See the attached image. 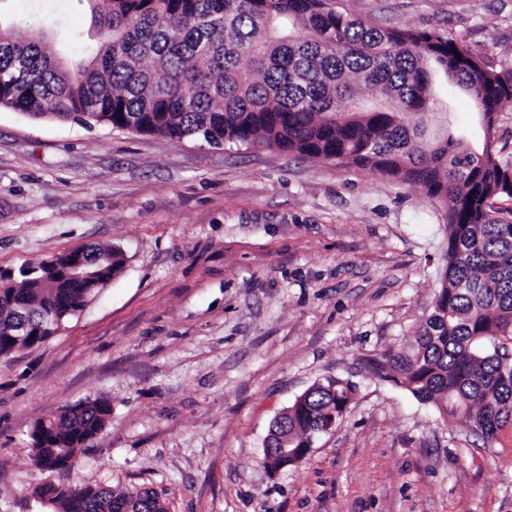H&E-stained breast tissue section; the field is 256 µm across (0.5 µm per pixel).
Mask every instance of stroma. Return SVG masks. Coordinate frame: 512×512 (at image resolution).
<instances>
[{
	"label": "stroma",
	"instance_id": "1",
	"mask_svg": "<svg viewBox=\"0 0 512 512\" xmlns=\"http://www.w3.org/2000/svg\"><path fill=\"white\" fill-rule=\"evenodd\" d=\"M336 4L512 58V0ZM16 17L46 20L68 66L98 45L91 0H0V26ZM438 97L433 127L479 131L462 91ZM445 224L420 187L367 169L1 108L0 269L98 244L125 264L0 358V512H50L29 431L98 397L112 418L64 483L151 488L167 512H512V426L484 441L372 369L430 315ZM336 377L356 386L341 423L268 470L273 419Z\"/></svg>",
	"mask_w": 512,
	"mask_h": 512
}]
</instances>
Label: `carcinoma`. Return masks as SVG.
I'll return each mask as SVG.
<instances>
[{
  "label": "carcinoma",
  "instance_id": "obj_1",
  "mask_svg": "<svg viewBox=\"0 0 512 512\" xmlns=\"http://www.w3.org/2000/svg\"><path fill=\"white\" fill-rule=\"evenodd\" d=\"M99 48L72 74L39 36L0 30V108L34 118L110 126L128 133L196 139L211 147L273 146L297 158L368 169L420 186L446 205L441 288L411 352L392 353L379 372L439 413L492 440L512 426V221L493 207L512 198V164L434 131L435 82H454L483 114L485 137L512 103V60L486 68L464 42L437 29L383 27L332 0H95ZM98 278L66 273L73 253L20 266L0 283V356L52 335L54 321L81 310L124 266L115 245L79 249ZM18 324L37 336L12 335ZM354 386L309 388L275 421L274 447L303 460ZM104 399L38 419L33 466L50 473L110 422ZM53 512H167L151 489L85 485L73 499L45 485Z\"/></svg>",
  "mask_w": 512,
  "mask_h": 512
}]
</instances>
